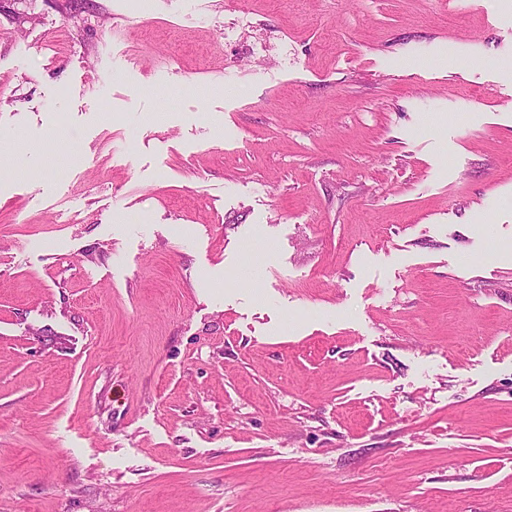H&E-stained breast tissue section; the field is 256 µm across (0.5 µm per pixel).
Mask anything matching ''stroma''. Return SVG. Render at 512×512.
<instances>
[{
  "instance_id": "stroma-1",
  "label": "stroma",
  "mask_w": 512,
  "mask_h": 512,
  "mask_svg": "<svg viewBox=\"0 0 512 512\" xmlns=\"http://www.w3.org/2000/svg\"><path fill=\"white\" fill-rule=\"evenodd\" d=\"M0 512H512V0H0Z\"/></svg>"
}]
</instances>
